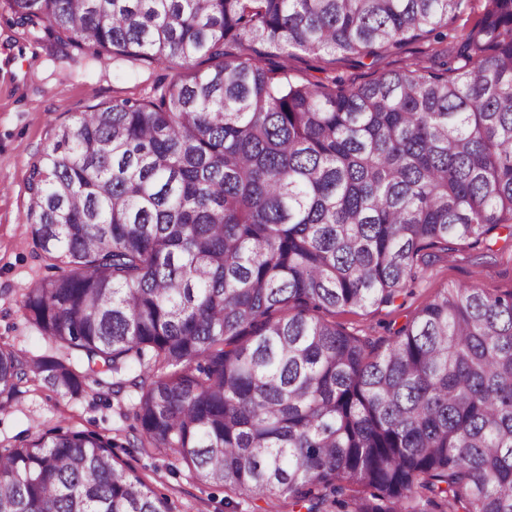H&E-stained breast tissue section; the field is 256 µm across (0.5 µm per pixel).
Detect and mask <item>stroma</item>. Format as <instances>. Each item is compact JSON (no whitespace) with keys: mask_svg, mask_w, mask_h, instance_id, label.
<instances>
[{"mask_svg":"<svg viewBox=\"0 0 512 512\" xmlns=\"http://www.w3.org/2000/svg\"><path fill=\"white\" fill-rule=\"evenodd\" d=\"M434 44L413 40L378 59L339 60L295 51L289 60L268 51L266 67L287 65L297 81L346 84L367 82L382 73L405 68L437 69L447 57ZM172 75L168 64L100 61L92 54L54 43L45 30L13 26L0 9V342L23 356L50 351L49 340L25 318L18 300L22 288L50 278L51 269L39 257L26 222V179L30 162L49 144L54 124L73 121L87 107L116 96L148 98ZM477 284L491 294L512 291V244H454L448 253L429 259L412 296L402 306L376 312L352 309L336 315L337 323L373 337L387 336L450 284ZM130 396L116 399L90 395L73 400L43 382L22 383L14 401L0 411V445L18 435L35 436L53 426L97 431L117 440L116 455L142 477L157 496L167 498L173 512H289L287 502L242 501L227 506L224 491L189 477L171 456L148 459L125 445L130 422L123 416Z\"/></svg>","mask_w":512,"mask_h":512,"instance_id":"35a3bbf8","label":"stroma"}]
</instances>
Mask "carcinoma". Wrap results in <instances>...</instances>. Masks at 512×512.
Here are the masks:
<instances>
[{
    "label": "carcinoma",
    "mask_w": 512,
    "mask_h": 512,
    "mask_svg": "<svg viewBox=\"0 0 512 512\" xmlns=\"http://www.w3.org/2000/svg\"><path fill=\"white\" fill-rule=\"evenodd\" d=\"M0 1L98 59L176 66L30 164L57 274L20 307L63 355L0 343V410L31 378L79 399L109 373L135 451L229 505L512 512V292L448 285L381 342L335 320L412 295L451 241L512 240V0H482L446 67L348 87L263 50L440 44L471 0ZM114 447L62 426L1 447L0 512H171Z\"/></svg>",
    "instance_id": "1"
}]
</instances>
